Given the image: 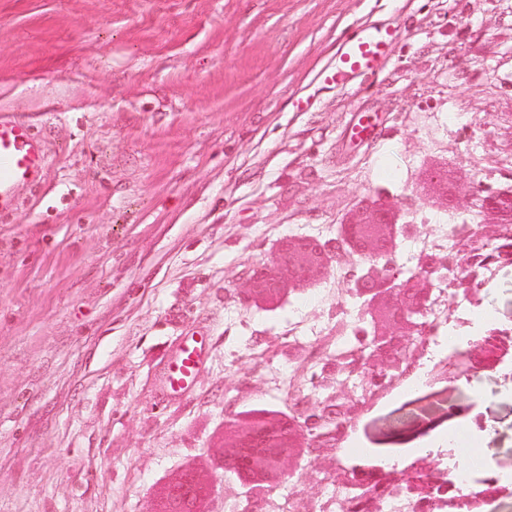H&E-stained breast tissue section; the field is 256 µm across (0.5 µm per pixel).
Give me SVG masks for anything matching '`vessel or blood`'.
<instances>
[{
    "label": "vessel or blood",
    "instance_id": "1",
    "mask_svg": "<svg viewBox=\"0 0 512 512\" xmlns=\"http://www.w3.org/2000/svg\"><path fill=\"white\" fill-rule=\"evenodd\" d=\"M400 31L394 27L363 25L347 37L335 64L323 69L318 79L327 88H346L354 79L380 72L390 57ZM45 167L44 146L25 117L0 114V212L15 208L17 186L37 180ZM208 350L207 336L186 337L169 369L165 387L171 393L189 392Z\"/></svg>",
    "mask_w": 512,
    "mask_h": 512
}]
</instances>
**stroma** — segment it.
Here are the masks:
<instances>
[{
  "instance_id": "stroma-1",
  "label": "stroma",
  "mask_w": 512,
  "mask_h": 512,
  "mask_svg": "<svg viewBox=\"0 0 512 512\" xmlns=\"http://www.w3.org/2000/svg\"><path fill=\"white\" fill-rule=\"evenodd\" d=\"M366 22L400 30L383 71L323 88ZM364 110L382 133L350 145ZM2 112L33 121L47 165L0 214V512H154L188 462L209 512H315L333 487L310 476L345 467L350 440L400 457L446 435L452 406L512 473V374L497 369L363 396L344 437L292 454L294 477L253 506L220 457L227 410L346 395L300 381L356 344L364 263L334 241L362 205L413 225L395 249L406 278L439 216L482 227L454 234L459 258L494 244L472 198L512 184V0H0ZM283 237L332 245L311 273L321 295L242 304L246 270ZM493 271L480 298L512 325V264ZM196 333L210 344L195 384L170 394Z\"/></svg>"
}]
</instances>
